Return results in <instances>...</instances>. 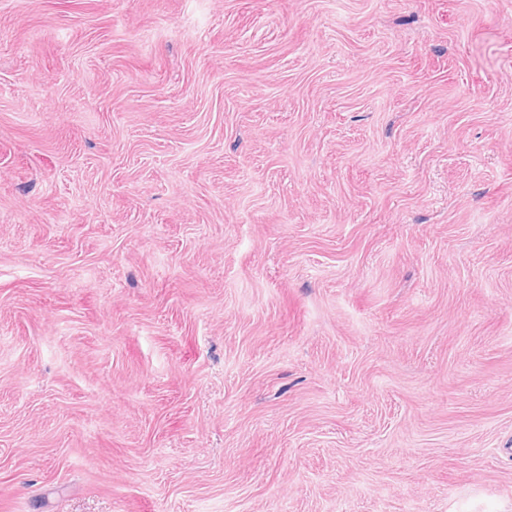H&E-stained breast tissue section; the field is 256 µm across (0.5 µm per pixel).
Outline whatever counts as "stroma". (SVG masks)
<instances>
[{
    "label": "stroma",
    "instance_id": "obj_1",
    "mask_svg": "<svg viewBox=\"0 0 512 512\" xmlns=\"http://www.w3.org/2000/svg\"><path fill=\"white\" fill-rule=\"evenodd\" d=\"M0 512H512V0H0Z\"/></svg>",
    "mask_w": 512,
    "mask_h": 512
}]
</instances>
